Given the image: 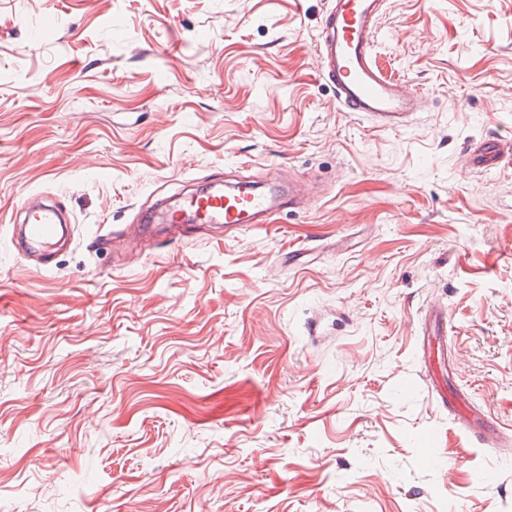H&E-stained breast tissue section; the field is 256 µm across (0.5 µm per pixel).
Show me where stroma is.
Segmentation results:
<instances>
[{"mask_svg": "<svg viewBox=\"0 0 512 512\" xmlns=\"http://www.w3.org/2000/svg\"><path fill=\"white\" fill-rule=\"evenodd\" d=\"M327 0H0V500L13 512H512V447L469 443L424 380L512 425V0H386L408 128L319 75ZM296 184L245 228L145 212ZM67 213L47 259L13 241ZM468 163L473 170L495 169L501 164L511 162L512 144L500 137L485 138L479 144L469 148ZM435 322L431 326L423 318L419 329L422 336V346L428 350L431 357L437 359V365L447 370L448 381L454 375V361L448 350V311L440 307L435 315Z\"/></svg>", "mask_w": 512, "mask_h": 512, "instance_id": "1", "label": "stroma"}]
</instances>
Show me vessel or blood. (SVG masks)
Segmentation results:
<instances>
[{
	"mask_svg": "<svg viewBox=\"0 0 512 512\" xmlns=\"http://www.w3.org/2000/svg\"><path fill=\"white\" fill-rule=\"evenodd\" d=\"M382 5L383 0H331L323 16L317 56L321 75L332 83L336 102L344 111L365 114L385 128L401 129L413 121L422 95L387 77L377 64L374 45ZM467 157L473 170L494 169L512 160V142L487 138L469 148ZM280 199V194L241 184L231 193L216 190L190 196L179 209L158 211L155 218L170 224L180 223L185 215L203 224H261ZM25 232L43 250H50L58 237L55 212L35 209L27 213ZM419 334L423 348L436 358L438 366L453 370L447 310L438 309L434 324H422ZM434 396L473 443L489 445L504 438L503 421L464 390L438 388Z\"/></svg>",
	"mask_w": 512,
	"mask_h": 512,
	"instance_id": "obj_1",
	"label": "vessel or blood"
}]
</instances>
